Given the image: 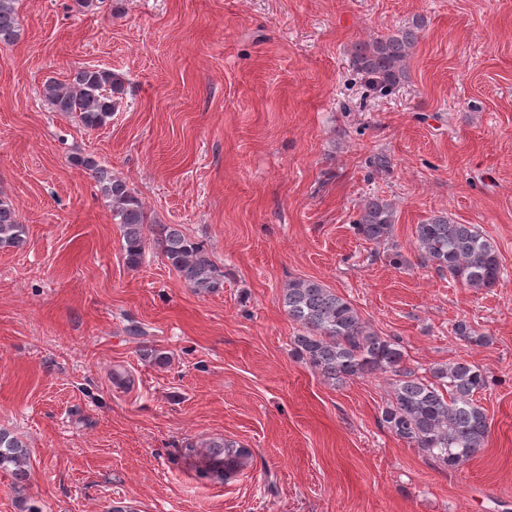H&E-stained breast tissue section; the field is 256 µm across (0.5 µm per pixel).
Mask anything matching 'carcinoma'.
<instances>
[{"label":"carcinoma","mask_w":512,"mask_h":512,"mask_svg":"<svg viewBox=\"0 0 512 512\" xmlns=\"http://www.w3.org/2000/svg\"><path fill=\"white\" fill-rule=\"evenodd\" d=\"M420 31L415 22L387 37L354 44L357 69L373 91L387 95L405 80V62ZM19 32L15 0H0V42L15 41ZM123 93L119 74L96 68L78 69L69 82L50 81L43 87L44 100L53 111L79 114L89 130L111 120ZM74 162L91 172L111 206L112 219L121 225L128 268H139L152 248L195 293H214L224 286V270L202 241L179 224L151 222L137 194L93 156H76ZM394 224L392 203L373 197L360 205L353 228L364 240L383 244L392 236ZM26 241V226L19 223L13 203L0 196V249H20ZM415 248L420 265L474 293L497 287L503 277L498 250L479 226L459 224L444 212L416 226ZM281 304L298 326L292 341L295 355L325 381L342 384L372 374L388 377L390 394L381 421L390 433L448 468L461 466L484 447L488 417L476 400L489 385L484 368L464 359L424 372L408 366L397 339L379 334L350 300L318 279L289 281ZM454 333L470 345L490 342L464 320L454 325ZM187 451L199 457L204 474L217 473L221 480L244 468L252 457L243 446L222 438L206 443L202 452L192 444ZM26 462L25 444L0 430V470L24 479Z\"/></svg>","instance_id":"obj_1"}]
</instances>
